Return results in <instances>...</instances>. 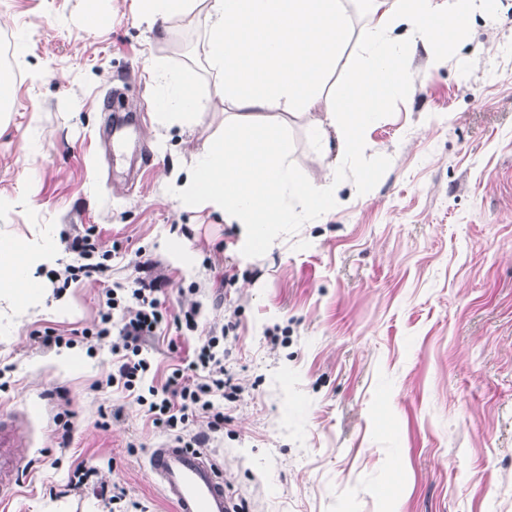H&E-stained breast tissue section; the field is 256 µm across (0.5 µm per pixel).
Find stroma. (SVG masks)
<instances>
[{"label":"stroma","mask_w":512,"mask_h":512,"mask_svg":"<svg viewBox=\"0 0 512 512\" xmlns=\"http://www.w3.org/2000/svg\"><path fill=\"white\" fill-rule=\"evenodd\" d=\"M136 0H0L13 43L7 124L0 126V237L49 224L94 228L117 248L103 276L63 291V306L24 315L0 300V421L23 414L15 491L0 512H173L147 466L167 435L120 391L95 389L117 369L109 340L45 349L33 334L94 328L104 288L162 278L169 314L197 284L195 331L148 343L162 385L211 329L236 314L226 358L239 399L223 401L208 454L245 512H512V0L409 65L411 87L365 133L377 168L329 169L302 117L288 119L299 176L334 173L346 201L283 225L273 245L238 255L235 228L165 189L224 118L203 37L174 18L140 23ZM190 70L210 103L200 125L164 130L154 106L164 72ZM129 99L134 174L103 139L102 102ZM25 198L23 206L9 202ZM181 240L194 265L172 249ZM233 286H224L225 269ZM72 414L62 444L53 422ZM96 466L87 485L72 471ZM127 496L111 507L100 484Z\"/></svg>","instance_id":"obj_1"}]
</instances>
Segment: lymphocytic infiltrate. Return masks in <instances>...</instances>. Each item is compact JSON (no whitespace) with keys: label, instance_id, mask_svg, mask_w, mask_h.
<instances>
[{"label":"lymphocytic infiltrate","instance_id":"1","mask_svg":"<svg viewBox=\"0 0 512 512\" xmlns=\"http://www.w3.org/2000/svg\"><path fill=\"white\" fill-rule=\"evenodd\" d=\"M66 248L73 253L72 263L55 272L54 280L71 285L79 276L105 274L112 257L111 251L102 249L93 231L67 239ZM156 281H136L131 288H109L104 294L105 310L96 331H82V338H110L111 350L120 365L117 372L109 374L106 382L120 385L135 402L145 406L155 426L173 433L176 442L189 448H202L207 443L206 434L186 436L190 419L204 418L212 431L224 426V413L215 401L219 398H237L241 392L233 385L224 365V340L235 328L226 323L219 333L206 336L189 361L177 365L162 386H149L147 393H140L138 384L149 371L150 364L141 356L146 342L162 333L168 324L194 328L200 304L192 299L183 300L178 315H169L158 297Z\"/></svg>","mask_w":512,"mask_h":512}]
</instances>
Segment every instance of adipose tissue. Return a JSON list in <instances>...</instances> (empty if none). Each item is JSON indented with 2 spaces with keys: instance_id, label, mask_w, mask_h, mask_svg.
<instances>
[{
  "instance_id": "1",
  "label": "adipose tissue",
  "mask_w": 512,
  "mask_h": 512,
  "mask_svg": "<svg viewBox=\"0 0 512 512\" xmlns=\"http://www.w3.org/2000/svg\"><path fill=\"white\" fill-rule=\"evenodd\" d=\"M354 0H137L141 22L178 18L198 28L205 61L219 79L217 93L229 112L219 137L195 153L182 181L170 186L181 205L211 209L234 225L242 250L271 243L280 225L301 213L325 215L340 202L335 178L298 176L282 127L253 131L251 123L278 111L311 117L314 145L322 155L371 173L363 137L391 99L409 87L416 50L430 64L439 46L459 37L475 13L491 16L498 0H355L367 19L354 30ZM356 52L347 82L331 95L323 79L345 47ZM157 104L166 124L198 125L208 107L195 92L191 71L164 75ZM57 259L53 226L31 239L0 240V297L16 309L41 304L37 268Z\"/></svg>"
}]
</instances>
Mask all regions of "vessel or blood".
Segmentation results:
<instances>
[{"mask_svg":"<svg viewBox=\"0 0 512 512\" xmlns=\"http://www.w3.org/2000/svg\"><path fill=\"white\" fill-rule=\"evenodd\" d=\"M26 438L24 426L0 428V491L19 478L18 450ZM149 471L175 512H233L220 467L205 452L168 441L152 449Z\"/></svg>","mask_w":512,"mask_h":512,"instance_id":"vessel-or-blood-1","label":"vessel or blood"}]
</instances>
